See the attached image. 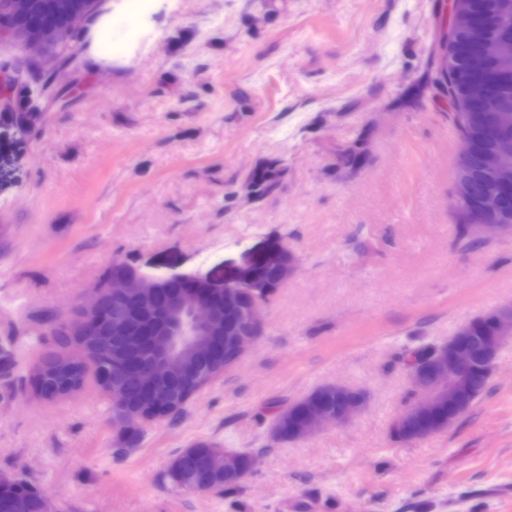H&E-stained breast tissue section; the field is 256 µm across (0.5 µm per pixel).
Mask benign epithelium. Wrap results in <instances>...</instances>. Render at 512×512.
<instances>
[{
    "mask_svg": "<svg viewBox=\"0 0 512 512\" xmlns=\"http://www.w3.org/2000/svg\"><path fill=\"white\" fill-rule=\"evenodd\" d=\"M102 0H7L0 10V41L17 42L33 62L44 60V52L55 46H66L101 11ZM36 9L54 15L56 23H25ZM450 29L465 32L472 50L467 54L468 72L480 80L470 83L483 98L493 96L495 83L488 70V56L503 71H512V45L482 42L484 24L472 8L459 9L450 0ZM21 72L0 69V125L19 127L34 121L35 112H12V89ZM490 127L512 126V110L490 117L478 116ZM462 148L454 165L456 204L470 199V186L463 162L472 151L471 141L461 140ZM483 169L490 175L489 189L483 197L479 215L485 220L470 225L469 233L478 239L512 236V224L487 220L512 201V138H498L492 150L481 157ZM267 261L277 267L279 281L271 283L259 276L256 266ZM298 258L288 248L277 246L252 248L243 255L242 263L224 281L194 274H176L160 278L141 273L120 262L112 263V278L106 290L117 304L115 314L100 307L99 285L75 307L74 319L58 322L51 330L63 340L56 345L62 357L84 367L83 385L95 388L112 405V412L127 423L151 424L166 421L164 410L152 416L125 408L121 385L129 380L146 394H154L160 380L180 372L190 381L210 374L211 380L223 376L211 368L219 363V336L224 344L243 356L248 345L264 334L265 305L296 271ZM489 335L476 338L473 328L478 318L462 323L448 340L426 348L421 358L406 365L412 400L392 420L391 434L404 442L423 439L447 430L468 411L465 396L470 387L471 371L476 361L493 372L498 351L506 337L512 336V306L498 309L492 315ZM343 400L336 412L326 411L319 401L324 387H318L297 400L300 412L294 421L290 439L299 440L325 424H344L366 404L363 392L343 384H329Z\"/></svg>",
    "mask_w": 512,
    "mask_h": 512,
    "instance_id": "obj_1",
    "label": "benign epithelium"
}]
</instances>
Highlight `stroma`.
<instances>
[{"mask_svg":"<svg viewBox=\"0 0 512 512\" xmlns=\"http://www.w3.org/2000/svg\"><path fill=\"white\" fill-rule=\"evenodd\" d=\"M449 0H159L117 23L111 62L90 40L21 70L0 128V474L58 512H512V339L479 402L447 431L394 441L409 391L397 361L512 305V236L457 239L459 134L433 57ZM363 139L365 161L337 154ZM276 166L274 192L247 196ZM299 267L266 309L261 339L173 422L124 449L93 389L47 401L32 367L51 321L71 316L104 269L223 277L272 239ZM341 382L364 411L278 443L270 406ZM207 439L256 453L225 494L167 477Z\"/></svg>","mask_w":512,"mask_h":512,"instance_id":"obj_1","label":"stroma"}]
</instances>
